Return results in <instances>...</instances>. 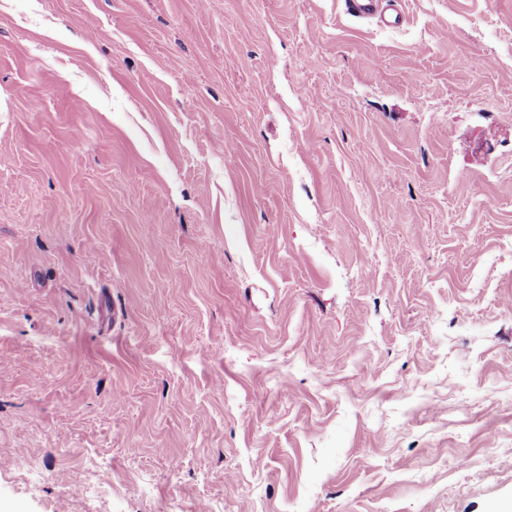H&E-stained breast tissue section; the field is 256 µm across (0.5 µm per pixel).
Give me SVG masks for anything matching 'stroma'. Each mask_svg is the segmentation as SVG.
Returning a JSON list of instances; mask_svg holds the SVG:
<instances>
[{"label": "stroma", "instance_id": "stroma-1", "mask_svg": "<svg viewBox=\"0 0 512 512\" xmlns=\"http://www.w3.org/2000/svg\"><path fill=\"white\" fill-rule=\"evenodd\" d=\"M402 9L0 0V512H512V0ZM350 12L365 19H377L386 25L398 24L402 19L399 1L394 0H348Z\"/></svg>", "mask_w": 512, "mask_h": 512}]
</instances>
